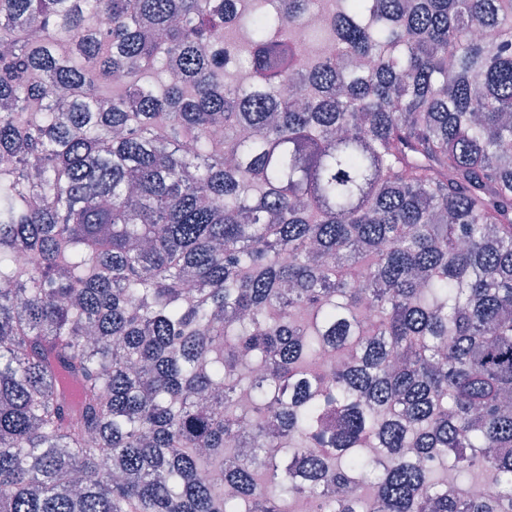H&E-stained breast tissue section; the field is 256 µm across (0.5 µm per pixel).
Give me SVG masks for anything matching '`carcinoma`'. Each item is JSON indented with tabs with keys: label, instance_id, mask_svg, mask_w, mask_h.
<instances>
[{
	"label": "carcinoma",
	"instance_id": "1",
	"mask_svg": "<svg viewBox=\"0 0 512 512\" xmlns=\"http://www.w3.org/2000/svg\"><path fill=\"white\" fill-rule=\"evenodd\" d=\"M235 2L0 0V512H512V0Z\"/></svg>",
	"mask_w": 512,
	"mask_h": 512
}]
</instances>
